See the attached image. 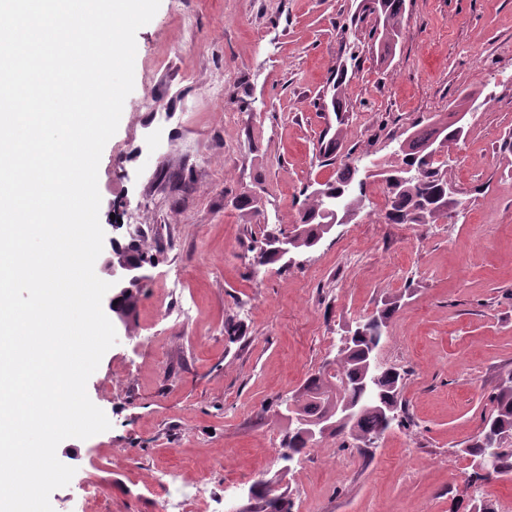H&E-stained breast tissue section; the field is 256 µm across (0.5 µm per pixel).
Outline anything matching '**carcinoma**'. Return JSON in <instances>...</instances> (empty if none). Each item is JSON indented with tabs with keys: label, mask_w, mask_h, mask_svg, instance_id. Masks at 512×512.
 <instances>
[{
	"label": "carcinoma",
	"mask_w": 512,
	"mask_h": 512,
	"mask_svg": "<svg viewBox=\"0 0 512 512\" xmlns=\"http://www.w3.org/2000/svg\"><path fill=\"white\" fill-rule=\"evenodd\" d=\"M365 10L376 14V26L369 31L370 39L378 44L381 60L385 61L396 46L403 31L406 0H367ZM344 71L336 73L328 85L330 107L335 112L338 124H344L345 111ZM463 123L453 122L449 117H439L422 126L406 137L398 140L394 154L401 157V165L385 166L384 176L395 180L385 183L388 204L383 219L391 224H435L448 216L456 201L448 199V187L453 185L448 178V170L436 165L433 153L434 141L443 140L445 146L457 143L463 133ZM343 129L339 128L326 142H321L318 157L323 165H337L336 177L321 184V193L304 194L298 224L292 234L294 249L299 254L313 251L329 235L327 214L329 204H342L341 216L351 218L364 209L362 194L356 188L363 187V180L357 179L359 167L352 153L341 152ZM412 168L414 178L401 179L400 167ZM269 234L260 244L252 247V265L264 266L276 261ZM397 312V307H385L370 316L364 317L356 326L355 339L346 348L337 350L327 365L337 372L330 375L321 368L309 375L299 391L289 398L299 414L306 418L321 417L329 410L330 400L339 397L359 405L355 417L339 428L331 429L328 437L346 438L357 448L368 446L380 439L391 427L388 415L380 409V404L367 398L358 386L363 367L365 351L381 343L387 328ZM348 382V386L336 390L333 380ZM404 377L393 368L380 370L372 383L373 393L386 400V404L396 409L401 406V388ZM494 405L492 413L483 418L478 432L469 439L460 452L471 462L491 457L495 467L490 476L495 478L512 477V368L502 375L495 392L491 395ZM315 442L294 429L287 431L283 439L281 456L291 460L301 455ZM249 512H291L287 496L271 497L264 489H255Z\"/></svg>",
	"instance_id": "carcinoma-1"
}]
</instances>
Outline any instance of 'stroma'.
<instances>
[{
    "mask_svg": "<svg viewBox=\"0 0 512 512\" xmlns=\"http://www.w3.org/2000/svg\"><path fill=\"white\" fill-rule=\"evenodd\" d=\"M362 0H161L136 34L134 89L99 163V219L144 230L159 262L135 313L87 382L111 427L67 439L74 467L52 492L78 512H166L156 469L209 470L205 512L248 503L262 476L286 469L292 512H512V480L472 478L462 443L492 409L512 367V0H406L403 37L386 63L368 38ZM355 42L344 149L362 165L396 163L394 137L466 90L469 115L442 161L466 207L406 237L385 223L381 181L365 208L285 268L252 269L256 240L292 229L302 190L335 176L319 165L332 131L315 101ZM223 79L222 95L211 86ZM160 101L149 111L147 98ZM259 200L253 216L236 207ZM399 307L378 348L405 375L404 423L371 447L324 439L279 459L280 403L336 353L363 317ZM239 328L224 333L226 322Z\"/></svg>",
    "mask_w": 512,
    "mask_h": 512,
    "instance_id": "1",
    "label": "stroma"
}]
</instances>
